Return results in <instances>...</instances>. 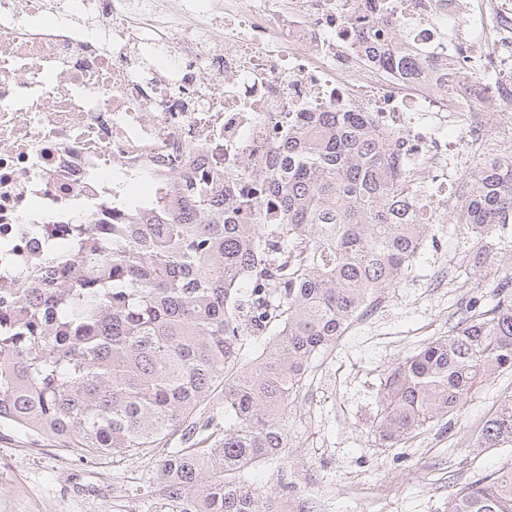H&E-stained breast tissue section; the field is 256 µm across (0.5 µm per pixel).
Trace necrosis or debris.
<instances>
[{
    "label": "necrosis or debris",
    "instance_id": "4bbe7bcc",
    "mask_svg": "<svg viewBox=\"0 0 512 512\" xmlns=\"http://www.w3.org/2000/svg\"><path fill=\"white\" fill-rule=\"evenodd\" d=\"M378 21L447 61V89L366 55L360 27ZM478 40L485 69L512 60V0H0V291L35 287L78 225L150 223L120 202L129 180L176 202L201 169L262 174L290 113H372L433 176L448 124L481 121L491 93L466 60Z\"/></svg>",
    "mask_w": 512,
    "mask_h": 512
}]
</instances>
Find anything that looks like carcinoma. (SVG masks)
Here are the masks:
<instances>
[{
    "label": "carcinoma",
    "mask_w": 512,
    "mask_h": 512,
    "mask_svg": "<svg viewBox=\"0 0 512 512\" xmlns=\"http://www.w3.org/2000/svg\"><path fill=\"white\" fill-rule=\"evenodd\" d=\"M374 53L412 74L448 65L398 50ZM398 139L368 112L288 120L265 172L182 184L152 201L154 224H114L76 240L80 256L48 265L26 299L0 298V423L81 456L148 454L180 435L158 464L160 512H294L256 493L248 469L288 450V405L311 361L328 350L419 253L437 208ZM453 210L480 237L512 224V153L476 161ZM498 301L460 313L448 335L384 370L376 433L397 448L449 415L491 375L512 371V272ZM272 329L239 366L243 337ZM224 385V426L194 421ZM512 446V395L478 434ZM444 512H512V466L448 496Z\"/></svg>",
    "instance_id": "carcinoma-1"
}]
</instances>
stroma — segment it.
<instances>
[{"label": "stroma", "mask_w": 512, "mask_h": 512, "mask_svg": "<svg viewBox=\"0 0 512 512\" xmlns=\"http://www.w3.org/2000/svg\"><path fill=\"white\" fill-rule=\"evenodd\" d=\"M448 187L471 183L474 152L450 127ZM512 267V226L479 238L439 211L413 268L367 320L318 355L288 407V455L261 460L248 476L261 492L288 484L291 504L311 512H443L451 484L512 464V447L477 446L482 424L512 395V372L472 390L447 424L399 448L381 447L374 420L385 369L447 335L469 301H495L494 271ZM159 453L86 461L8 424L0 425V512H158Z\"/></svg>", "instance_id": "35a3bbf8"}]
</instances>
